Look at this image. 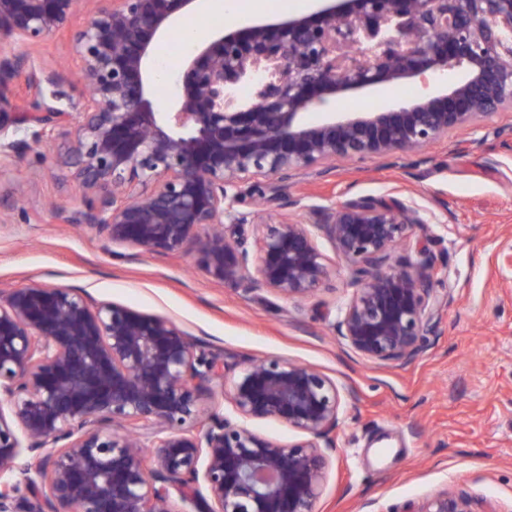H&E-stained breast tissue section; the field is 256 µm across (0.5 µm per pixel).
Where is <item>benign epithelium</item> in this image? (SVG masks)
<instances>
[{
  "mask_svg": "<svg viewBox=\"0 0 512 512\" xmlns=\"http://www.w3.org/2000/svg\"><path fill=\"white\" fill-rule=\"evenodd\" d=\"M201 0H0V44L37 47L75 18L72 75L0 55V166L58 131L83 195L68 224L139 254L195 250L216 283L305 302L330 277L315 233L352 271L340 345L404 368L435 335L448 266L420 212L395 197L307 208L278 222L238 210V185L336 157L408 156L512 110V0H311L307 15L210 28L183 56L177 90L155 96L156 45ZM25 75L32 112L7 94ZM417 81L410 100L337 112ZM76 83L77 98L64 89ZM258 228V255L245 226ZM414 247L392 263L397 247ZM227 379L173 319L32 282L0 293V512H314L342 394L318 368L244 358ZM221 392L233 413L208 412ZM303 434L273 442L249 426ZM37 456L40 466L29 467ZM188 507L184 511L177 503ZM466 490L406 512H477ZM251 426L266 438L282 444L293 443L302 438L300 432L275 421L252 422Z\"/></svg>",
  "mask_w": 512,
  "mask_h": 512,
  "instance_id": "obj_1",
  "label": "benign epithelium"
}]
</instances>
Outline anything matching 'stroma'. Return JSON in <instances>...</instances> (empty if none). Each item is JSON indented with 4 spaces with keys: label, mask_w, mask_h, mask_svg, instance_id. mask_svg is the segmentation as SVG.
Masks as SVG:
<instances>
[{
    "label": "stroma",
    "mask_w": 512,
    "mask_h": 512,
    "mask_svg": "<svg viewBox=\"0 0 512 512\" xmlns=\"http://www.w3.org/2000/svg\"><path fill=\"white\" fill-rule=\"evenodd\" d=\"M35 67L68 73L78 63L68 33L45 39ZM55 136L0 169V290L37 281L81 288L96 300L171 317L227 360L274 356L313 365L356 400L345 401L315 512H400L408 501L467 490L495 512H512V112L482 120L404 158H336L285 179L243 181L242 210L262 192L266 216L290 200L330 206L394 196L429 221L448 264V305L425 354L406 368L363 360L332 326L349 299L351 270L318 237L330 264L327 289L298 304L212 281L197 253L114 260L99 233L63 223L79 183Z\"/></svg>",
    "instance_id": "35a3bbf8"
}]
</instances>
